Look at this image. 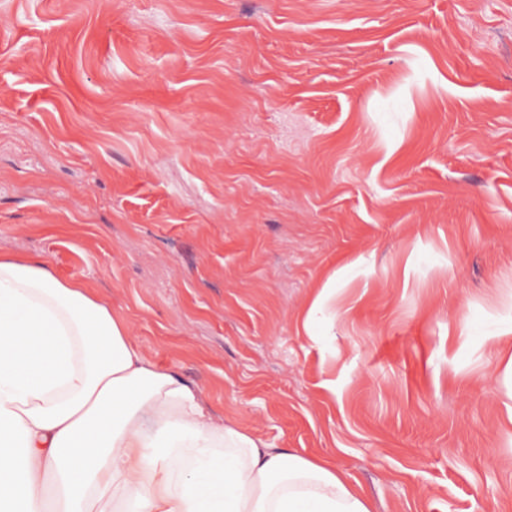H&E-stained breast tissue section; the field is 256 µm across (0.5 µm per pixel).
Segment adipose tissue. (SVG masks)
<instances>
[{
  "instance_id": "ef3b65f1",
  "label": "adipose tissue",
  "mask_w": 512,
  "mask_h": 512,
  "mask_svg": "<svg viewBox=\"0 0 512 512\" xmlns=\"http://www.w3.org/2000/svg\"><path fill=\"white\" fill-rule=\"evenodd\" d=\"M0 512H371L324 462L216 419L89 284L0 253Z\"/></svg>"
}]
</instances>
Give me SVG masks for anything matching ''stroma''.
I'll list each match as a JSON object with an SVG mask.
<instances>
[{"label":"stroma","mask_w":512,"mask_h":512,"mask_svg":"<svg viewBox=\"0 0 512 512\" xmlns=\"http://www.w3.org/2000/svg\"><path fill=\"white\" fill-rule=\"evenodd\" d=\"M372 512H512V0H0V252Z\"/></svg>","instance_id":"obj_1"}]
</instances>
